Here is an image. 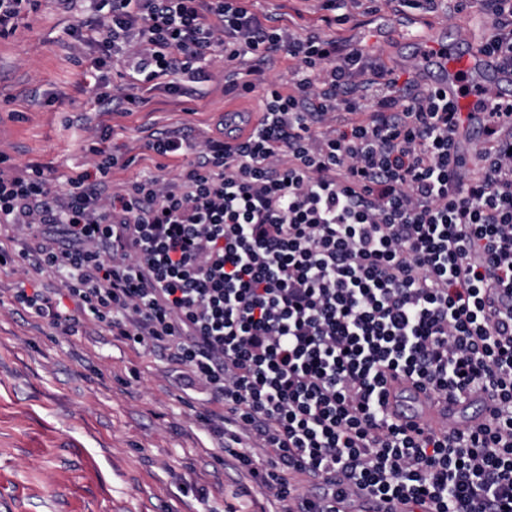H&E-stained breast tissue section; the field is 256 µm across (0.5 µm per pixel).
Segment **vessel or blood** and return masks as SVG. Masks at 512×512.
Returning <instances> with one entry per match:
<instances>
[{
    "label": "vessel or blood",
    "mask_w": 512,
    "mask_h": 512,
    "mask_svg": "<svg viewBox=\"0 0 512 512\" xmlns=\"http://www.w3.org/2000/svg\"><path fill=\"white\" fill-rule=\"evenodd\" d=\"M420 64L426 85L447 91L448 98L464 113L473 114L471 123L459 132L461 149L468 167H476L477 149L487 141L484 127L476 115L484 86L503 91L512 85V69L501 65L496 55L472 53L448 47L442 30L436 29L421 40ZM387 408L402 422L425 425L434 430H464L486 420L492 401L486 395H465L449 401L435 398L426 389L404 381L391 382ZM350 512H394L392 503L370 495L352 496Z\"/></svg>",
    "instance_id": "obj_1"
}]
</instances>
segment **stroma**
<instances>
[{"label": "stroma", "instance_id": "1", "mask_svg": "<svg viewBox=\"0 0 512 512\" xmlns=\"http://www.w3.org/2000/svg\"><path fill=\"white\" fill-rule=\"evenodd\" d=\"M251 3L296 35L315 28L352 39L388 78L418 68L406 42L411 31L460 18L429 11L423 0L396 10L364 0L327 27L317 23L320 0ZM93 17L85 0L69 13L36 0L16 33L0 37V154L11 165L50 171L55 186L92 169L98 149L119 160L111 188L174 178L185 160L156 155L147 147L153 136L176 131L192 143L221 136L225 109L259 113L268 89H293L296 62L282 50L252 76L248 93L226 83L220 57L209 81L176 92L132 80L118 63L101 86L87 65L91 47L69 36L72 25ZM102 90L113 98L111 111L96 109ZM26 277L19 267L0 270V512H219L249 478L214 448L200 419L201 394L185 389L175 366L132 349L93 317L71 336L20 310L13 290Z\"/></svg>", "mask_w": 512, "mask_h": 512}]
</instances>
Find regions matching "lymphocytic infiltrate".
<instances>
[{
  "label": "lymphocytic infiltrate",
  "instance_id": "1",
  "mask_svg": "<svg viewBox=\"0 0 512 512\" xmlns=\"http://www.w3.org/2000/svg\"><path fill=\"white\" fill-rule=\"evenodd\" d=\"M478 3L482 45L512 67V0ZM92 69L130 59L147 80L205 82L214 55L261 71L297 59L254 130L193 145L173 179L104 195L116 166L54 190L0 156V266L60 274L77 311L18 285L30 316L75 334L91 313L133 348L201 381L211 436L279 512H336L355 491L423 512H512V144L469 168L462 117L416 77L380 79L350 40L266 26L243 0H109L70 29ZM450 399L486 393L461 432L400 423L391 380Z\"/></svg>",
  "mask_w": 512,
  "mask_h": 512
}]
</instances>
